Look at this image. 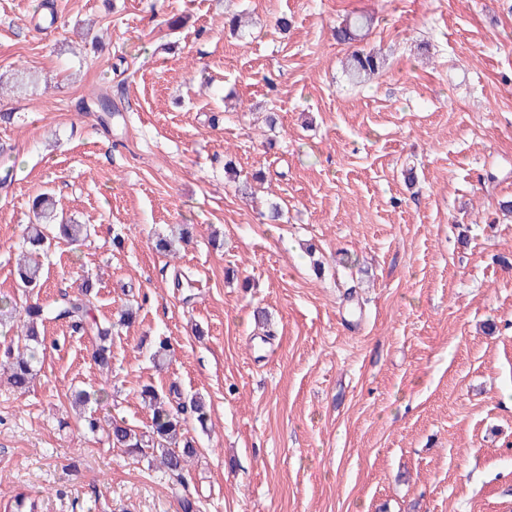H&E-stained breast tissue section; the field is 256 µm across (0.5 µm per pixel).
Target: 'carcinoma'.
<instances>
[{"mask_svg":"<svg viewBox=\"0 0 512 512\" xmlns=\"http://www.w3.org/2000/svg\"><path fill=\"white\" fill-rule=\"evenodd\" d=\"M372 20L359 17L336 28V40L340 43H353L368 30ZM380 57L371 52L354 51L347 58L344 71L348 78L361 83L367 77L382 68ZM33 219L27 226L23 236V247L37 253L46 250L50 238L46 234V224L56 223L60 237L77 243L90 234L91 228L86 224L58 216L53 196L44 193L32 205ZM18 286L28 291L38 286L41 280V265L34 259H28L17 267ZM94 285L85 281L80 292L72 297H65L51 307L35 302L25 305L20 314L22 321L16 352L10 355L11 385L21 391L28 387L36 375V365L45 350V327L51 321H64L75 330L90 335L96 340L93 352L95 361L105 366L112 357V326L105 325L90 315L91 291ZM140 395L148 403L152 411L149 434L144 436L136 433L123 422L114 421L110 424L107 436L112 444L126 450V453L139 459L155 460L160 457V465L167 473L180 482L189 474L190 459L196 453L195 441L184 434L185 414L195 416L200 426H206L208 412L202 398L192 396L188 403L177 406L169 405L166 397L153 386L145 385Z\"/></svg>","mask_w":512,"mask_h":512,"instance_id":"cac0c4a2","label":"carcinoma"}]
</instances>
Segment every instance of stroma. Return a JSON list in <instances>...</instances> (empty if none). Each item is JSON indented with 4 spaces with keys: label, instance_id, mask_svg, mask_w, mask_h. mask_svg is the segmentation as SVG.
Masks as SVG:
<instances>
[{
    "label": "stroma",
    "instance_id": "35a3bbf8",
    "mask_svg": "<svg viewBox=\"0 0 512 512\" xmlns=\"http://www.w3.org/2000/svg\"><path fill=\"white\" fill-rule=\"evenodd\" d=\"M52 2L0 0V300L92 280L112 361L51 322L29 390L0 374V512H512V0ZM357 16L386 63L354 84ZM47 191L91 234L28 296ZM145 384L208 406L186 482L66 416L102 390L147 431ZM372 20L366 17L356 18L354 21L346 22L336 28V40L340 43H353L364 36L362 31L369 30ZM17 279L19 288H22L25 292L36 288L41 280V265L39 262L34 259H25L17 267Z\"/></svg>",
    "mask_w": 512,
    "mask_h": 512
}]
</instances>
